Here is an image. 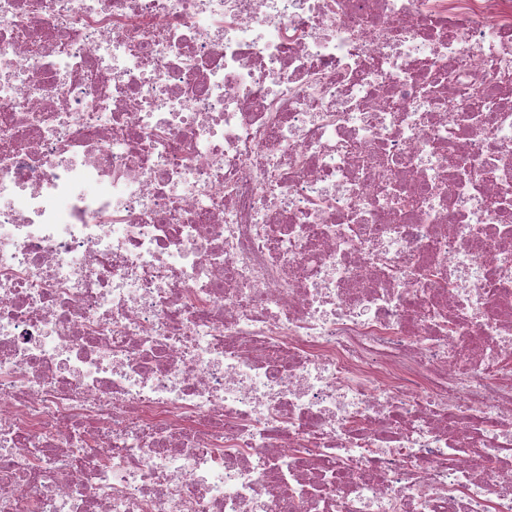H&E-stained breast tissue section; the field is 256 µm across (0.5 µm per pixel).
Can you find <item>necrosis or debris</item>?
I'll return each mask as SVG.
<instances>
[{
	"label": "necrosis or debris",
	"instance_id": "necrosis-or-debris-1",
	"mask_svg": "<svg viewBox=\"0 0 512 512\" xmlns=\"http://www.w3.org/2000/svg\"><path fill=\"white\" fill-rule=\"evenodd\" d=\"M0 512H512V0H0Z\"/></svg>",
	"mask_w": 512,
	"mask_h": 512
}]
</instances>
